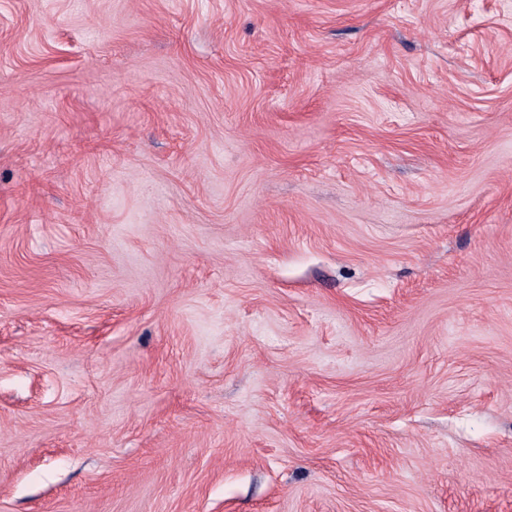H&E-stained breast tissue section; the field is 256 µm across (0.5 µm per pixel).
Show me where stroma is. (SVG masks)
<instances>
[{
  "label": "stroma",
  "mask_w": 512,
  "mask_h": 512,
  "mask_svg": "<svg viewBox=\"0 0 512 512\" xmlns=\"http://www.w3.org/2000/svg\"><path fill=\"white\" fill-rule=\"evenodd\" d=\"M0 512H512V0H0Z\"/></svg>",
  "instance_id": "1"
}]
</instances>
